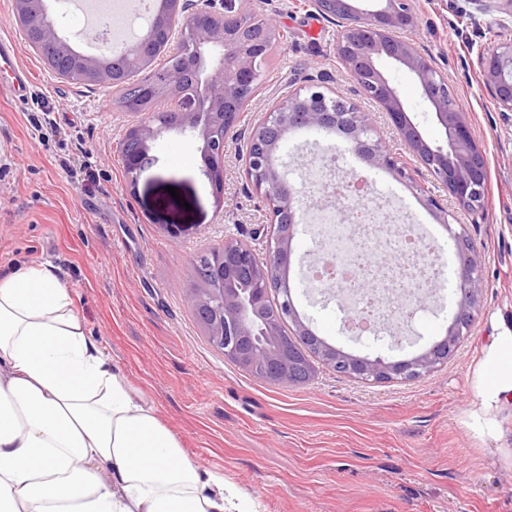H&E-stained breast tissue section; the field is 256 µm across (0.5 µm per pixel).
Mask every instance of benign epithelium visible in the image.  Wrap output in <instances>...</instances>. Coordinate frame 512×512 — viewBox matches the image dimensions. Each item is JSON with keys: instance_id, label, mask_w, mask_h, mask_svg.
Masks as SVG:
<instances>
[{"instance_id": "obj_1", "label": "benign epithelium", "mask_w": 512, "mask_h": 512, "mask_svg": "<svg viewBox=\"0 0 512 512\" xmlns=\"http://www.w3.org/2000/svg\"><path fill=\"white\" fill-rule=\"evenodd\" d=\"M316 12L336 22V57L360 92L385 112L405 143L409 157L393 153L377 134L369 113L320 85L295 87L275 101L254 123L245 154V177L265 198L269 209L267 245L258 252L242 240L226 236L201 253L195 268L204 269L190 289L193 307L205 318L211 344L224 357L272 385L291 384L300 373L310 381L321 363L337 373L365 382L412 381L451 360L476 323L484 306L482 260L466 225L454 228V214L434 196L424 205L448 232L457 264L458 285L445 336L418 355L401 360L371 359L348 353L317 336L296 309L287 273L297 227L310 208L306 192L288 178V165L277 161L287 134L308 130L344 137L349 152L364 166L388 171L396 180L417 187L414 174L425 168L448 191L458 209L476 213L482 207L488 179L485 151L474 137L462 106L448 88L433 58L400 36L415 28L411 0H379L361 9L355 0H306ZM45 0H13L14 14L25 18L32 39L52 45L64 39ZM246 12L236 0H224V11L211 0H159L156 23L168 34L189 28L190 40L175 69L154 83L139 84L127 103L136 117L120 152L131 186L152 163L151 143L175 131L201 143L204 174L216 202L224 197V155L238 136L244 112L234 96L249 89L268 55V42L249 37ZM155 37L150 27L121 56L129 75L148 67L147 50ZM386 58L407 68L424 102L433 109L444 140L432 144L404 109L397 88L378 69ZM70 76L80 82L112 86V74L94 56H76ZM480 72L499 111L512 113V37L481 52ZM156 105L152 111L144 106ZM281 296L273 302L271 294ZM309 343L298 351L292 337Z\"/></svg>"}]
</instances>
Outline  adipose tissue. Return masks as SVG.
<instances>
[{"instance_id": "1", "label": "adipose tissue", "mask_w": 512, "mask_h": 512, "mask_svg": "<svg viewBox=\"0 0 512 512\" xmlns=\"http://www.w3.org/2000/svg\"><path fill=\"white\" fill-rule=\"evenodd\" d=\"M469 383L467 429L512 447V316L492 321ZM0 512H245L89 337L49 263L0 272Z\"/></svg>"}]
</instances>
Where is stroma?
Returning a JSON list of instances; mask_svg holds the SVG:
<instances>
[{"label": "stroma", "mask_w": 512, "mask_h": 512, "mask_svg": "<svg viewBox=\"0 0 512 512\" xmlns=\"http://www.w3.org/2000/svg\"><path fill=\"white\" fill-rule=\"evenodd\" d=\"M237 5L274 17L282 37L242 129L290 85L314 81L371 112L391 149L404 152L385 114L364 101L338 62L336 25L305 0ZM412 5L418 26L408 39L434 57L486 152L482 210L455 213L482 256L483 311L456 356L425 378L367 384L321 365L308 383L274 386L211 346L189 299L200 252L228 234L266 245L268 206L243 173L246 137L224 157L223 203L214 200L198 142L174 133L152 143V165L129 187L119 146L132 118L113 107V89L61 79L16 27L12 0H0V33L15 38L32 77L21 101L0 82V270L59 267L92 338L156 404L188 457L223 473L250 512H512V463L493 462L491 449L463 424L469 371L490 318L512 313V122L498 112L478 62L481 49L512 37V9L505 0H491L485 10L472 0ZM378 67L424 137L441 142L409 72L386 60ZM327 152L344 172L359 166L341 136L306 130L290 133L279 156L298 168ZM367 177L391 212L434 241L430 257L442 265L439 285L447 304L453 301L456 264L445 229L388 172L374 169ZM293 246L295 305L330 344L398 360L445 335L447 305L418 313L413 338L400 342L343 334L335 299L304 285L316 256L309 226L299 227Z\"/></svg>", "instance_id": "1"}]
</instances>
